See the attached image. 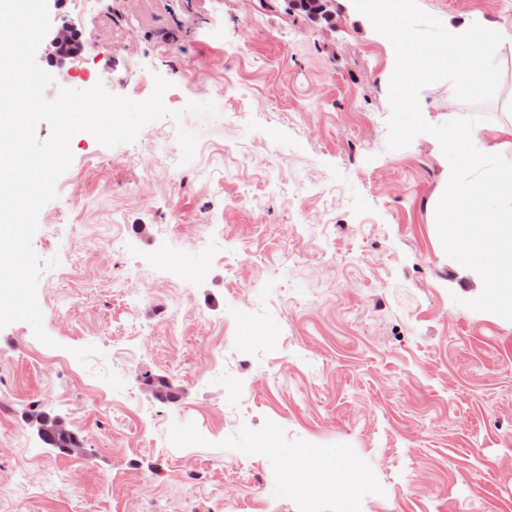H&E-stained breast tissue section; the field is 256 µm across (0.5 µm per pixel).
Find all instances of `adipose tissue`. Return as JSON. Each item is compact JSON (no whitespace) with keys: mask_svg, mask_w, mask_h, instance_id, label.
<instances>
[{"mask_svg":"<svg viewBox=\"0 0 512 512\" xmlns=\"http://www.w3.org/2000/svg\"><path fill=\"white\" fill-rule=\"evenodd\" d=\"M428 140L447 165L436 189V222L454 224L459 261L490 253L474 264V287L487 289L512 319V123L472 127L433 125Z\"/></svg>","mask_w":512,"mask_h":512,"instance_id":"adipose-tissue-1","label":"adipose tissue"}]
</instances>
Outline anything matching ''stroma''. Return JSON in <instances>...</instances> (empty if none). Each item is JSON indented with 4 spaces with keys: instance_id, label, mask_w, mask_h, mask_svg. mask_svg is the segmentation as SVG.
Returning a JSON list of instances; mask_svg holds the SVG:
<instances>
[{
    "instance_id": "obj_1",
    "label": "stroma",
    "mask_w": 512,
    "mask_h": 512,
    "mask_svg": "<svg viewBox=\"0 0 512 512\" xmlns=\"http://www.w3.org/2000/svg\"><path fill=\"white\" fill-rule=\"evenodd\" d=\"M441 22L512 0H418ZM81 49L36 61L59 88L168 109L107 147L71 140L33 248L52 345L0 329V512H512V321L470 288L431 201L425 135L387 147L391 42L353 0H47ZM493 99L429 85L436 123L512 118V45ZM200 134L181 164L178 126ZM170 381L176 401L146 379ZM65 419L82 458L26 423ZM346 450L344 460L328 456ZM345 471L359 497L331 482Z\"/></svg>"
}]
</instances>
